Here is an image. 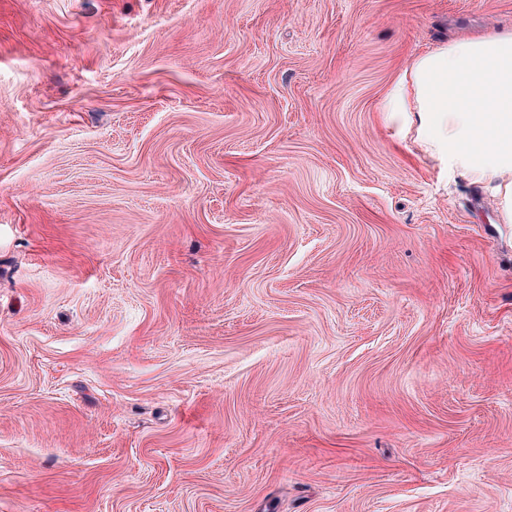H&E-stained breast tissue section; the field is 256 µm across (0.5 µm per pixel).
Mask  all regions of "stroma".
I'll return each instance as SVG.
<instances>
[{"instance_id": "obj_1", "label": "stroma", "mask_w": 512, "mask_h": 512, "mask_svg": "<svg viewBox=\"0 0 512 512\" xmlns=\"http://www.w3.org/2000/svg\"><path fill=\"white\" fill-rule=\"evenodd\" d=\"M512 0H0V512H512V224L388 124Z\"/></svg>"}]
</instances>
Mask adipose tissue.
<instances>
[{
  "label": "adipose tissue",
  "instance_id": "obj_1",
  "mask_svg": "<svg viewBox=\"0 0 512 512\" xmlns=\"http://www.w3.org/2000/svg\"><path fill=\"white\" fill-rule=\"evenodd\" d=\"M385 112L431 156L491 186L501 223L512 224V31L417 55L395 81Z\"/></svg>",
  "mask_w": 512,
  "mask_h": 512
}]
</instances>
